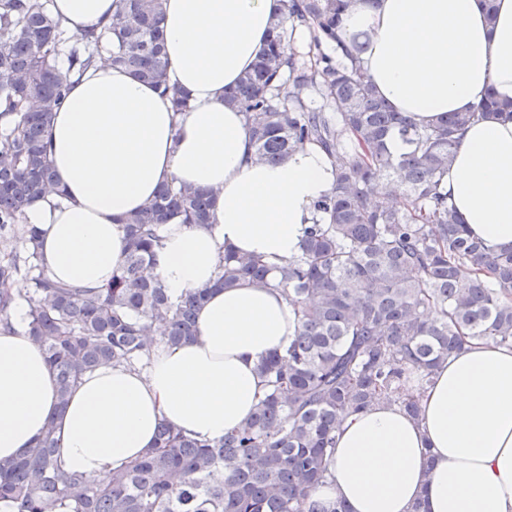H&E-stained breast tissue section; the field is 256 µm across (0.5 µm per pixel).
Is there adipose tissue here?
<instances>
[{
	"label": "adipose tissue",
	"mask_w": 512,
	"mask_h": 512,
	"mask_svg": "<svg viewBox=\"0 0 512 512\" xmlns=\"http://www.w3.org/2000/svg\"><path fill=\"white\" fill-rule=\"evenodd\" d=\"M362 0L347 30L373 34L364 67L378 95L419 124L474 110L487 92L512 101V0ZM119 0H52L72 35L103 34ZM282 0H163L171 80L187 111L126 70L100 61L71 78L46 134L56 189L24 221L42 232L49 276L80 288L112 277L125 221L165 183L215 190L214 218L170 224L157 271L172 296L203 289L196 336L135 365L86 373L66 407L27 332L24 305L0 326V459L55 425L64 467L118 470L153 447L160 422L202 440L239 426L265 391L259 361L297 332L287 301L250 281L217 285L224 249L278 262L297 255L314 204L333 187L327 155L308 145L276 164L254 159L244 115L224 90L255 63ZM448 196L472 233L512 248V121L467 126L448 169ZM421 417L380 402L350 416L312 498L350 512H512V349L474 341L449 356L420 400Z\"/></svg>",
	"instance_id": "obj_1"
}]
</instances>
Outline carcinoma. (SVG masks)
Returning a JSON list of instances; mask_svg holds the SVG:
<instances>
[{
    "mask_svg": "<svg viewBox=\"0 0 512 512\" xmlns=\"http://www.w3.org/2000/svg\"><path fill=\"white\" fill-rule=\"evenodd\" d=\"M358 2L283 0L267 48L224 91L246 116L258 161L315 145L336 175L298 255L274 267L231 249L222 257L220 285L280 288L299 323L286 355L258 363L266 392L250 417L215 442L163 422L154 447L104 477L64 472L50 426L22 457L0 460V512H347L309 498L346 418L378 401L416 417L421 390L452 353L482 340L512 348V250L473 236L444 189L455 135L476 113L419 126L378 97L359 58L371 34L351 33L352 50L339 52ZM120 3L103 39L65 36L50 0H0V118L16 116L0 128V239L17 243L0 257V282L15 284L0 289V320L25 303L62 405L85 373L193 339L207 294L173 298L156 267L165 225L211 223L213 189L163 186L127 218L126 259L94 290L50 279L41 231L23 223L54 189L42 137L71 76L106 56L176 111L188 108L169 80L162 0ZM300 29L310 37L305 54L294 43ZM480 110L512 120V102L491 94Z\"/></svg>",
    "mask_w": 512,
    "mask_h": 512,
    "instance_id": "cac0c4a2",
    "label": "carcinoma"
}]
</instances>
